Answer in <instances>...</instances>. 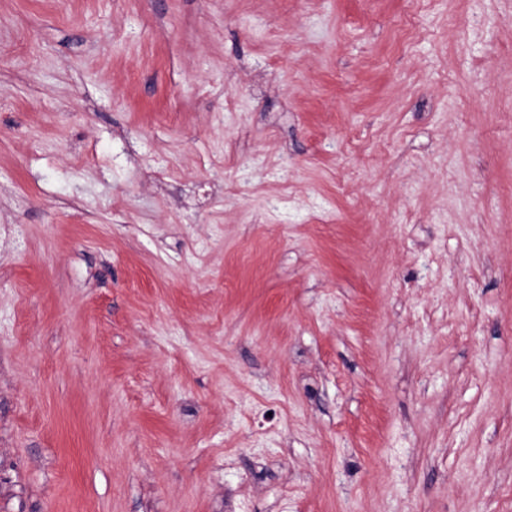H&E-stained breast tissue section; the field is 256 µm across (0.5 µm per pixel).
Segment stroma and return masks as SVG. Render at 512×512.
Masks as SVG:
<instances>
[{"label": "stroma", "mask_w": 512, "mask_h": 512, "mask_svg": "<svg viewBox=\"0 0 512 512\" xmlns=\"http://www.w3.org/2000/svg\"><path fill=\"white\" fill-rule=\"evenodd\" d=\"M0 512H512V0H0Z\"/></svg>", "instance_id": "obj_1"}]
</instances>
